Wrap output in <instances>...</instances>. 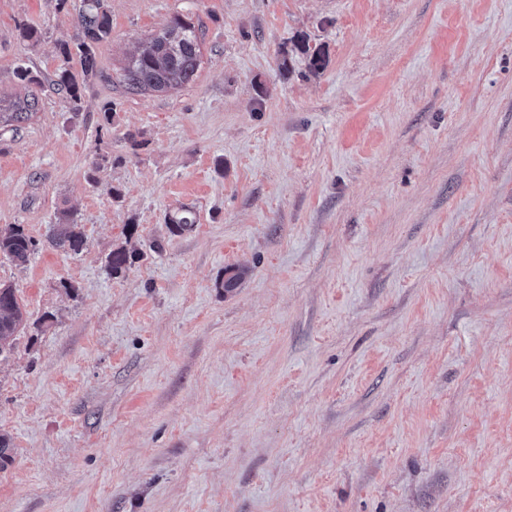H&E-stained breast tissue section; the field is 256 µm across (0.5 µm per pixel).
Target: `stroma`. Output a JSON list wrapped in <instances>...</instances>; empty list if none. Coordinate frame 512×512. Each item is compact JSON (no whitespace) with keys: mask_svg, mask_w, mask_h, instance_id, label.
<instances>
[{"mask_svg":"<svg viewBox=\"0 0 512 512\" xmlns=\"http://www.w3.org/2000/svg\"><path fill=\"white\" fill-rule=\"evenodd\" d=\"M109 4L75 106L81 0H0V106L39 99L0 120V227L41 243L0 255V512H512V0ZM177 15L196 78L129 92ZM48 244L64 252L80 253L85 245L82 224H76L69 210H61L58 222L52 224L47 236ZM37 246V240L28 235L20 224L0 228V255L6 256L17 266H25ZM25 321L17 289L12 284L0 283V359L11 353L14 337L24 329Z\"/></svg>","mask_w":512,"mask_h":512,"instance_id":"stroma-1","label":"stroma"}]
</instances>
